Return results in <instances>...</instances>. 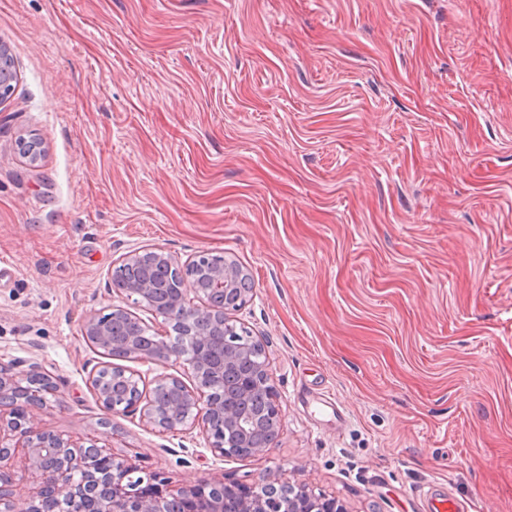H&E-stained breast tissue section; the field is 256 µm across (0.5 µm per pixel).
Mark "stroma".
<instances>
[{
	"label": "stroma",
	"instance_id": "stroma-1",
	"mask_svg": "<svg viewBox=\"0 0 512 512\" xmlns=\"http://www.w3.org/2000/svg\"><path fill=\"white\" fill-rule=\"evenodd\" d=\"M0 47V362L56 381L38 427L173 490L512 512V0H0ZM143 249L249 270L268 456L97 403L81 325L145 316L112 292Z\"/></svg>",
	"mask_w": 512,
	"mask_h": 512
}]
</instances>
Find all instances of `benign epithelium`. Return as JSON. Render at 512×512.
<instances>
[{"instance_id":"obj_1","label":"benign epithelium","mask_w":512,"mask_h":512,"mask_svg":"<svg viewBox=\"0 0 512 512\" xmlns=\"http://www.w3.org/2000/svg\"><path fill=\"white\" fill-rule=\"evenodd\" d=\"M162 263L180 283L179 296L162 315L154 310V288L147 279L129 278L128 269L140 259L134 251L122 258L112 274L113 290L136 302L153 318L161 319L163 331L155 332L153 344L140 345L136 337L113 336L111 326L101 314L90 315L82 324V335L91 345L109 354L112 350L135 361L165 366L179 363L194 378L187 386L180 378L161 374L149 395L143 394L133 375L126 369L112 371L104 365L89 377L90 387L99 405L108 413H139L143 426L158 433H198L212 455L224 458H262L276 447L281 421L276 394L270 384L269 360L264 343L243 341L230 317L232 308L225 303L230 291L246 304L252 292L239 287L237 270L226 262L203 253L180 262L162 251L156 252ZM207 270V287H198L194 270ZM110 316L127 320L143 330L150 329L143 319L121 305H112ZM220 329L223 355L211 354L213 329ZM197 344L189 356L174 344L173 335ZM249 363L250 370L232 379L233 390L219 391L213 379ZM15 364L0 363V512H14L15 473L5 467L16 449L25 459L24 471L36 491L28 512H46V502L56 499L60 512H345L334 497L314 494L303 485L265 484L247 486L226 484L222 480L202 481L176 492L163 488L157 475L134 477L136 467L106 451L93 440L77 445L50 431L35 426L39 412L48 408L56 385L42 372L37 362L28 364L25 374L13 372ZM175 388L179 395L165 398ZM264 405L266 439L250 442L249 427L243 409L252 400Z\"/></svg>"}]
</instances>
